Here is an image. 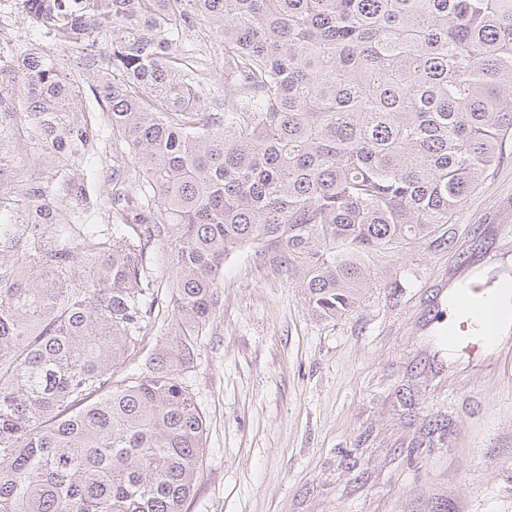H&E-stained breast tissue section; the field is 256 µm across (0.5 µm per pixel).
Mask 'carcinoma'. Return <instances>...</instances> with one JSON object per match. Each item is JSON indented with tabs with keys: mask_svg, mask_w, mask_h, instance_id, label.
<instances>
[{
	"mask_svg": "<svg viewBox=\"0 0 512 512\" xmlns=\"http://www.w3.org/2000/svg\"><path fill=\"white\" fill-rule=\"evenodd\" d=\"M50 47L0 66V141L18 118L45 160L92 146L71 67L138 174L112 234L58 224L27 180L23 249L0 263V512H183L206 420L187 384L245 246L334 318L365 257L449 223L512 133V0H25ZM201 20L214 60L190 42ZM76 204L83 184L58 166ZM169 244L172 321L145 371L147 245Z\"/></svg>",
	"mask_w": 512,
	"mask_h": 512,
	"instance_id": "cac0c4a2",
	"label": "carcinoma"
}]
</instances>
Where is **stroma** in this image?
<instances>
[{
  "label": "stroma",
  "instance_id": "obj_1",
  "mask_svg": "<svg viewBox=\"0 0 512 512\" xmlns=\"http://www.w3.org/2000/svg\"><path fill=\"white\" fill-rule=\"evenodd\" d=\"M93 151L68 171L91 198L66 204L64 224H113L112 198L135 172L112 152V124L90 91L76 101ZM54 180L34 138L15 124L0 145L1 224L23 221L21 186ZM512 138L450 226L481 268L512 264ZM155 302L149 331L115 379L140 373L171 319L167 251L149 248ZM348 314L316 317L300 279L258 264L253 249L224 261L216 311L187 382L208 435L184 512H512V367L494 351L449 356L432 327L437 286L456 267L433 237L373 250ZM446 431L422 447L426 422Z\"/></svg>",
  "mask_w": 512,
  "mask_h": 512
}]
</instances>
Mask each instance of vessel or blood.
<instances>
[{
  "label": "vessel or blood",
  "mask_w": 512,
  "mask_h": 512,
  "mask_svg": "<svg viewBox=\"0 0 512 512\" xmlns=\"http://www.w3.org/2000/svg\"><path fill=\"white\" fill-rule=\"evenodd\" d=\"M467 245H460L459 277L450 285L448 305L455 319L444 330L448 345L469 341L477 350H494L504 361L512 360V347L500 344L503 329L512 330V307L500 302L504 286H512V268L501 266L489 271L469 267Z\"/></svg>",
  "instance_id": "obj_1"
}]
</instances>
